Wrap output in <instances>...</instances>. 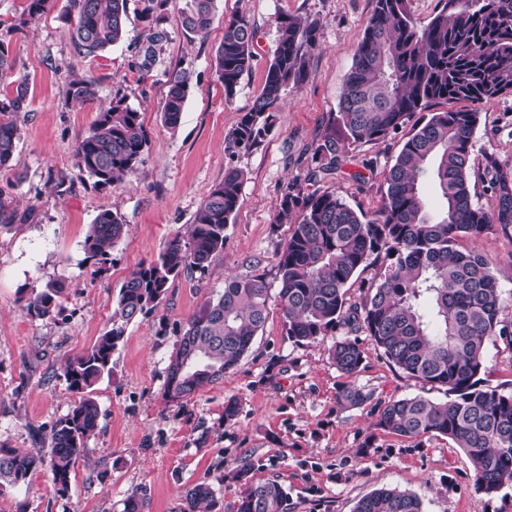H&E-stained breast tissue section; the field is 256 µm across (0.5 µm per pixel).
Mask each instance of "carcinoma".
<instances>
[{
  "label": "carcinoma",
  "mask_w": 512,
  "mask_h": 512,
  "mask_svg": "<svg viewBox=\"0 0 512 512\" xmlns=\"http://www.w3.org/2000/svg\"><path fill=\"white\" fill-rule=\"evenodd\" d=\"M168 3L144 0L146 26L136 63L141 72L151 70L167 39ZM214 11L215 0H188L175 22L188 34L204 36ZM73 16L75 48L96 55L123 39L126 0H68L63 19ZM276 25L277 49L266 66L261 92L225 137L224 152L230 157L261 145L283 92L304 81L320 46L315 18L280 14ZM255 40L256 31L245 16L224 21L215 72L227 102L253 68ZM166 87L162 116L175 126L192 90L190 72L174 66ZM509 93L512 0H439L426 23L414 18L410 0H376L342 84L338 112L306 148L304 176L281 189L278 223L290 224L292 230L278 252L277 295L271 296L263 274L225 277L224 289L175 331L165 396L182 401L223 379L249 351L273 304L280 309L288 339L296 344L320 342L339 326L354 325L406 377L429 383L445 396L443 401L423 396L390 400L378 410L376 429L404 439L443 435L469 458L476 492L494 497L512 488V389L489 386L481 377L488 345L501 340L512 353V303L502 296L491 259L461 247V240L493 231L512 238V167L492 154L482 170L472 165L480 113L428 111L441 101L483 103ZM65 96L92 102L96 85L73 80ZM27 99L24 82L0 99V167L13 159L19 137L16 116ZM406 127L375 212L353 208L333 190L307 191L336 178L350 147L384 142ZM148 148L139 113L117 99L98 112L94 127L78 140L75 159L93 187L103 188L135 173ZM428 173L442 199L435 213L429 211L422 187ZM478 182L491 192L485 205L477 198ZM241 186V170L228 167L188 231L171 238L156 260L124 282L112 327L87 354L63 366L69 389L81 397L51 428L48 455L0 447V489L23 484L44 467L57 491H68L98 427L99 408L88 393L110 375L126 325L151 312L171 281L205 272L224 250V231L240 206ZM124 232L118 214L103 211L88 229L86 249L104 264ZM355 277L361 278L365 296L361 304L349 305L346 292ZM61 294L62 286L50 282L26 298L24 308L34 318L51 319L61 310ZM329 354L342 374L353 377L360 371L363 351L357 338H335ZM369 399L355 384L337 393L343 408ZM249 471V459L240 460L244 490L227 512H287L282 484L276 479L253 484ZM217 504L214 484L197 483L184 492L180 512H213ZM123 505L124 512H145L147 501L134 489ZM354 512L423 510L416 494L393 488L361 498Z\"/></svg>",
  "instance_id": "carcinoma-1"
}]
</instances>
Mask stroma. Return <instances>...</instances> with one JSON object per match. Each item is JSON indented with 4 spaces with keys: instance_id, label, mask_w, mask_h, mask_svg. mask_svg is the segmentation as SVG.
I'll list each match as a JSON object with an SVG mask.
<instances>
[{
    "instance_id": "obj_1",
    "label": "stroma",
    "mask_w": 512,
    "mask_h": 512,
    "mask_svg": "<svg viewBox=\"0 0 512 512\" xmlns=\"http://www.w3.org/2000/svg\"><path fill=\"white\" fill-rule=\"evenodd\" d=\"M25 6V0H0V41L14 60L12 71L0 78V92H12L23 81L29 98L17 116L14 158L0 168V202L29 214L24 223L0 224V447L48 451L51 426L77 399L62 375L65 362L85 354L111 328L123 283L185 232L225 169L236 166L244 180L223 251L205 273L171 282L155 311L127 325L110 377L93 388L99 426L68 493L58 495L42 469L22 487L0 490V512H16L20 502L27 512H123L124 498L135 488L145 491L149 512H180L185 489L202 481L215 482L225 506L243 489L237 466L244 458L252 462L249 481L275 478L284 485L289 512H353L362 497L383 488L417 494L423 512H512V488L492 498L476 493L468 457L447 437L406 440L375 429L380 403L415 395L436 400L440 394L391 366L369 336L359 338L363 368L351 379L332 364L328 342L289 340L274 310L251 350L223 379L188 400L165 396L176 329L223 289L227 275L262 273L277 287V252L289 227L277 222L276 198L304 174L305 148L336 114L375 0H217L206 35L190 38L168 23V38L146 73L135 67L145 27L140 0H128L124 39L95 56L77 53L74 25L61 19L67 0H53L44 15L29 21ZM281 13L319 19L322 48L303 84L286 88L264 142L228 158L224 139L261 91ZM238 14L257 30V58L228 102L214 56L225 20ZM176 65L192 72L193 91L172 128L161 108L166 73ZM75 78L96 83L95 102L66 99L64 90ZM119 98L139 112L149 149L134 174L96 189L77 167L74 147L99 110ZM477 110L474 165L483 166L489 154L512 165V94ZM402 140L398 133L352 149L332 190L352 207L375 211ZM355 171L363 172L364 182L351 180ZM105 210L118 213L126 232L100 264L84 241ZM476 247L492 259L502 293L512 301V240L492 232ZM52 280L63 288L59 315L32 318L23 297ZM351 381L370 398L345 409L336 395ZM233 398L240 410L228 424L224 406Z\"/></svg>"
}]
</instances>
